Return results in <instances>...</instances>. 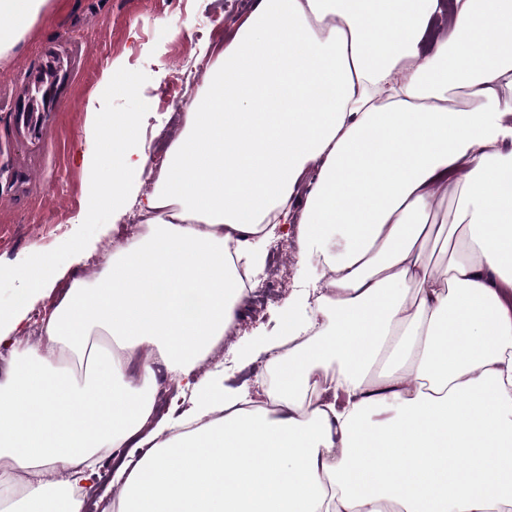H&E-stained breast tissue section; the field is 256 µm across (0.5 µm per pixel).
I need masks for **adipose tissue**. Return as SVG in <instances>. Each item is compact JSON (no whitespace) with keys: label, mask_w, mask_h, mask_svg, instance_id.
I'll return each mask as SVG.
<instances>
[{"label":"adipose tissue","mask_w":512,"mask_h":512,"mask_svg":"<svg viewBox=\"0 0 512 512\" xmlns=\"http://www.w3.org/2000/svg\"><path fill=\"white\" fill-rule=\"evenodd\" d=\"M51 3L0 0L1 59ZM442 12L259 0L187 107L144 232L72 280L43 346L15 348L0 512H84L101 450L138 435L114 512H512V0H452L426 52ZM314 165V297L244 357L267 354L276 386L196 385L153 422L159 369L189 380L230 333L264 265L249 244Z\"/></svg>","instance_id":"obj_1"}]
</instances>
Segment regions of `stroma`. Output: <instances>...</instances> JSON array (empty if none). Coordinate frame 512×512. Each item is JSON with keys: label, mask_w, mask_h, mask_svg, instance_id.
Instances as JSON below:
<instances>
[{"label": "stroma", "mask_w": 512, "mask_h": 512, "mask_svg": "<svg viewBox=\"0 0 512 512\" xmlns=\"http://www.w3.org/2000/svg\"><path fill=\"white\" fill-rule=\"evenodd\" d=\"M235 0H58L25 42L0 60V114L17 112L50 65L62 69L48 92L56 119L39 146L0 129V163L16 167L21 180L9 188L8 205L0 206V264L50 251L69 239L84 220L94 153L89 115L102 107L104 71L121 65L147 74L141 96L149 111L138 143L149 158V171L138 184L150 192L170 144L184 128L186 106L205 81L197 79L174 108H160L159 99L179 77L184 61L208 69L247 16ZM143 213L135 205L117 210L88 244L89 256L76 268L91 280L103 269L116 244L139 233ZM269 265L263 279L275 280L274 295L262 306L245 304L234 332L197 366L195 376L206 383L230 387L269 381L264 361L241 367L240 349L267 337L280 313L315 273L300 255L295 235L259 244Z\"/></svg>", "instance_id": "35a3bbf8"}]
</instances>
